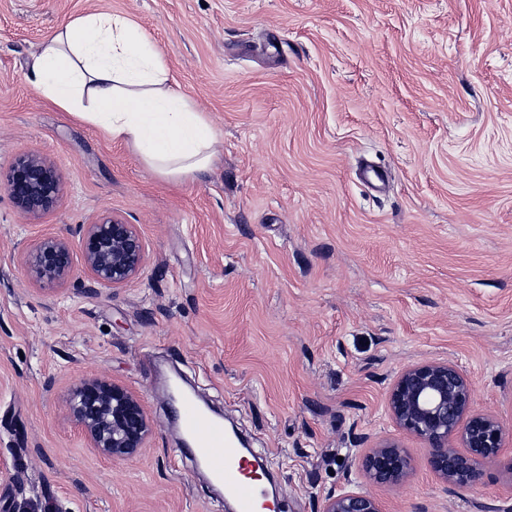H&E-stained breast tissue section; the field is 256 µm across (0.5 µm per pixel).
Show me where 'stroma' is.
I'll use <instances>...</instances> for the list:
<instances>
[{"label": "stroma", "mask_w": 512, "mask_h": 512, "mask_svg": "<svg viewBox=\"0 0 512 512\" xmlns=\"http://www.w3.org/2000/svg\"><path fill=\"white\" fill-rule=\"evenodd\" d=\"M93 12L144 30L206 112L224 141L208 173L155 175L28 82ZM29 151L62 178L35 220L5 188ZM106 215L143 240L133 281L93 288L78 253L64 284L28 274L36 240L78 245ZM445 360L512 427V0H0V512H225L179 452L178 372L267 456L286 512L348 490L383 512H512V441L450 487L388 416L403 367ZM94 377L150 417L133 459L95 454L68 414ZM382 439L410 458L400 486L360 474Z\"/></svg>", "instance_id": "stroma-1"}]
</instances>
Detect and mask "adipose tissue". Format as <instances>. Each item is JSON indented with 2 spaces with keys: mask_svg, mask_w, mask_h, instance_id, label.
Returning <instances> with one entry per match:
<instances>
[{
  "mask_svg": "<svg viewBox=\"0 0 512 512\" xmlns=\"http://www.w3.org/2000/svg\"><path fill=\"white\" fill-rule=\"evenodd\" d=\"M29 80L47 100L132 145L161 176L196 177L219 155L221 136L205 112L172 87L161 54L122 16L90 13L61 26Z\"/></svg>",
  "mask_w": 512,
  "mask_h": 512,
  "instance_id": "adipose-tissue-1",
  "label": "adipose tissue"
}]
</instances>
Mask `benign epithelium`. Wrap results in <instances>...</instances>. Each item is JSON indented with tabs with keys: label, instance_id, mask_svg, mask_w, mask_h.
I'll use <instances>...</instances> for the list:
<instances>
[{
	"label": "benign epithelium",
	"instance_id": "1",
	"mask_svg": "<svg viewBox=\"0 0 512 512\" xmlns=\"http://www.w3.org/2000/svg\"><path fill=\"white\" fill-rule=\"evenodd\" d=\"M61 177L39 154L18 155L6 189L28 217L38 218L55 203ZM84 266L101 287H115L133 279L143 262V246L135 225L106 217L80 229ZM26 268L37 281L55 284L73 271L68 241L41 239L27 254ZM472 386L449 361H424L406 366L389 388L388 411L404 431L428 445L431 468L448 484L467 486L479 480L482 462L495 458L512 429L488 414L472 411ZM73 421L89 447L111 460H129L139 453L151 432L148 415L139 398L107 378L81 380L68 401ZM410 459L394 443L382 442L362 457L360 471L369 481L396 486L406 478ZM319 512H382L369 495L347 491L331 493Z\"/></svg>",
	"mask_w": 512,
	"mask_h": 512
}]
</instances>
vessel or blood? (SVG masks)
<instances>
[{"mask_svg": "<svg viewBox=\"0 0 512 512\" xmlns=\"http://www.w3.org/2000/svg\"><path fill=\"white\" fill-rule=\"evenodd\" d=\"M179 429L213 484L223 487L234 512H277V501L268 500L264 485L250 478L252 465L238 439L222 419L207 414L194 397H182L177 409Z\"/></svg>", "mask_w": 512, "mask_h": 512, "instance_id": "vessel-or-blood-1", "label": "vessel or blood"}]
</instances>
